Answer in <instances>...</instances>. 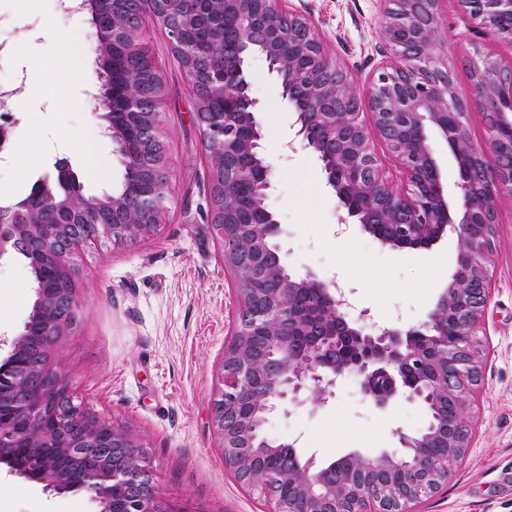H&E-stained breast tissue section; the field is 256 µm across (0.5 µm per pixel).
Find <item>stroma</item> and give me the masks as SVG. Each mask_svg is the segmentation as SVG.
<instances>
[{"label":"stroma","mask_w":512,"mask_h":512,"mask_svg":"<svg viewBox=\"0 0 512 512\" xmlns=\"http://www.w3.org/2000/svg\"><path fill=\"white\" fill-rule=\"evenodd\" d=\"M287 7L315 23L357 85L367 83L380 61L382 0H288ZM440 22L456 95L471 101L465 60L498 46L456 0H442ZM63 36L80 51L72 78L52 82L39 71L59 64ZM147 41L168 80L173 201L150 239L103 240L86 248L76 279L79 318L53 361L77 401L145 444L161 496L187 512H271L268 499L241 487L224 467L212 407L239 315L236 280L208 221L210 174L191 83L160 26L149 24ZM96 47L90 15H67L58 0H0V84L16 93L9 111L16 158L0 161V190L13 202L34 183L54 178L60 162L77 175L83 196L112 192L121 183L122 158L90 109L98 86ZM247 75L264 131L262 152L275 169L267 204L281 224L290 271H310L349 288L350 317L399 329L423 324L454 269L455 237L427 249H393L369 234L341 231L339 202L325 185L320 161L308 149L288 147L296 115L276 74L256 60ZM86 136L104 174L94 173L78 149ZM498 221L471 446L448 482L415 512H512V199L500 201ZM33 301L26 259H1L0 337L22 329ZM427 421L422 406L401 399L385 409L372 406L351 376L327 406L291 404L273 413L265 433L274 441L293 440L303 457L328 463L353 451L376 455L394 448L396 429L417 432ZM96 510L88 493L57 494L0 472V512Z\"/></svg>","instance_id":"1"}]
</instances>
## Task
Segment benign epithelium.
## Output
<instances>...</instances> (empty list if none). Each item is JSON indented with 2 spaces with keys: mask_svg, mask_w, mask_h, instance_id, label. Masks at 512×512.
Returning a JSON list of instances; mask_svg holds the SVG:
<instances>
[{
  "mask_svg": "<svg viewBox=\"0 0 512 512\" xmlns=\"http://www.w3.org/2000/svg\"><path fill=\"white\" fill-rule=\"evenodd\" d=\"M282 0H224V54L236 66L213 79L224 111L195 113L203 140L220 144L223 162L213 168L224 185V223L213 225L224 264L234 271L240 305L233 337L224 350L222 388L213 420L224 467L238 483L274 504L272 512H411L448 482L465 457L473 428L471 399L481 375L477 333L489 297L497 203L512 197V55L477 54L469 67L479 77L475 98L494 110L480 147L470 138V105L454 93L448 59L438 50L440 0H384L380 38L390 50L366 97L325 48L313 22L288 14ZM485 37L512 49V0H457ZM261 59L280 80L297 114L296 137L321 162L327 187L345 215L392 248H429L447 234L457 239L456 265L428 320L407 330L368 332L347 318L348 301L336 280L296 276L282 258L281 224L266 201L274 167L262 154V126L245 65ZM328 72L330 81L305 73ZM368 105L374 126L399 160L402 182L382 174L361 119ZM127 89L112 96L116 151L142 190L134 198L105 194L82 198L87 207L112 210V222L89 236L76 221L0 224V259L12 252L51 270L39 281L34 312L0 362V466L56 493L85 490L99 512H182L162 498L154 466L141 440L75 403L69 383L50 360L80 307L75 273L85 248L103 239L137 242L155 224L122 220L130 203L155 214L168 209L171 164H130L125 126L137 117L146 143L166 133L164 112L137 111ZM448 145L459 171L455 210L440 180L433 136ZM58 188L42 182L40 194L67 213L76 210L71 171L57 168ZM272 280L273 288L252 282ZM379 409L398 398L429 413L418 433L396 430L398 447L376 456L351 452L328 464L303 459L296 442L268 440L262 429L277 402L328 403L348 375ZM435 441L448 459L428 457Z\"/></svg>",
  "mask_w": 512,
  "mask_h": 512,
  "instance_id": "benign-epithelium-1",
  "label": "benign epithelium"
}]
</instances>
